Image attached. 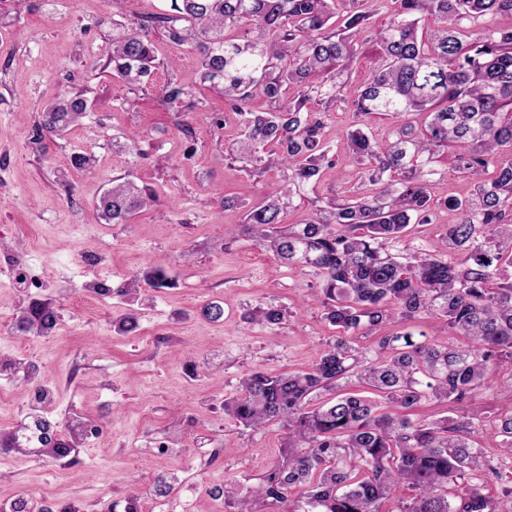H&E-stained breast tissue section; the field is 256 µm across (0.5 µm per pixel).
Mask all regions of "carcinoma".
Segmentation results:
<instances>
[{"instance_id":"obj_1","label":"carcinoma","mask_w":512,"mask_h":512,"mask_svg":"<svg viewBox=\"0 0 512 512\" xmlns=\"http://www.w3.org/2000/svg\"><path fill=\"white\" fill-rule=\"evenodd\" d=\"M389 22L374 30L379 48L372 77L361 87L341 79L357 54L371 16L351 9L336 13L335 0H170L166 13L136 24L112 20V51L106 66L128 84H139L159 66L150 33L190 45L199 57L203 83L224 98L238 120L239 137L228 149L241 170L255 176L268 168L288 171L282 183L245 216L253 244L289 266L319 278L314 298L336 330L308 370L271 375L252 372L224 413L245 428L280 423L295 451L271 468L260 486L242 494L224 488L236 512H251L261 497L282 512H383L392 489L416 491L399 512H499L487 481L503 474L474 447L471 421L441 416L414 419L428 398L453 406L474 402L504 363L512 365V27L482 25L493 15H512V0H396ZM425 15L439 26L418 33ZM247 25L250 32L238 30ZM296 88L288 96L289 87ZM167 104L195 109L188 86L169 79ZM324 109L313 111L308 102ZM338 103L355 116L390 115L397 124L379 145L372 131L355 127L339 152L322 139L326 112ZM77 94L49 104L32 139L59 136L89 112ZM427 113L414 129L406 117ZM474 181L467 198L437 199L429 191L433 164L442 150ZM352 160L360 192L329 203L315 216L282 226L293 197L314 188L338 155ZM155 201L146 185L118 178L99 198L100 218L127 224ZM452 216L434 253L410 246L416 227L432 223L437 210ZM168 285L156 267L123 289L141 283ZM440 320L453 340L442 345L425 332L402 329L378 337L377 349L355 348L349 337L391 323ZM275 306L258 308L250 322L276 325ZM52 304L33 301L16 316L22 334L46 336L58 325ZM118 334L139 327L128 312L113 321ZM357 380L372 391L344 392ZM506 410L496 427L501 448L512 455V378L498 383ZM330 397L311 407L312 398ZM8 435L0 454L35 453L51 461L76 462L78 447L97 426L86 419L69 426L67 439L42 415ZM463 493L448 498L451 486ZM305 509L289 510L294 488ZM11 512H77L70 504L34 510L18 497Z\"/></svg>"}]
</instances>
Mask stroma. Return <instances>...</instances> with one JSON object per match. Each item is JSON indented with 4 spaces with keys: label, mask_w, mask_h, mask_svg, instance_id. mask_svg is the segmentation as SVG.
<instances>
[{
    "label": "stroma",
    "mask_w": 512,
    "mask_h": 512,
    "mask_svg": "<svg viewBox=\"0 0 512 512\" xmlns=\"http://www.w3.org/2000/svg\"><path fill=\"white\" fill-rule=\"evenodd\" d=\"M107 9V0H0V258L41 282L24 287L0 268V315L16 317L37 298L60 315L46 336L0 332V357L36 366L37 381L51 393L43 413L53 422L77 415L106 424L74 466L0 455V498L109 512L133 489L148 491L173 473L181 479L179 501L163 512H232L221 488L256 486L287 454L288 431L279 424L244 428L225 415V399L250 372L310 368L334 333L308 297L314 277L254 247L243 207L224 204L228 197L260 202L281 172L251 179L225 159L224 142L237 126L231 117L224 128L213 125L224 99L201 84L190 48L154 35L160 65L148 82L133 91L113 76ZM171 78L205 101L187 117L188 136L161 99ZM81 91L92 103L81 125L33 141L45 107ZM132 132L140 135L137 145L116 147ZM84 152L96 159L88 170L72 164ZM434 168L435 198L470 194L452 151ZM124 176L152 188L156 200L129 223H105L94 204ZM357 187V179L326 174L315 190L295 197L284 221L308 219L315 200L350 196ZM156 266L169 270L171 287L118 295ZM211 301L224 308L216 322L200 314ZM270 304L284 310L281 323L248 322V313ZM129 309L139 315L138 330L116 334L113 318ZM1 390L10 393L0 401V433H7L35 404L22 374H0ZM501 407L492 386L463 412L476 443L512 476V456L502 453L493 423Z\"/></svg>",
    "instance_id": "1"
}]
</instances>
